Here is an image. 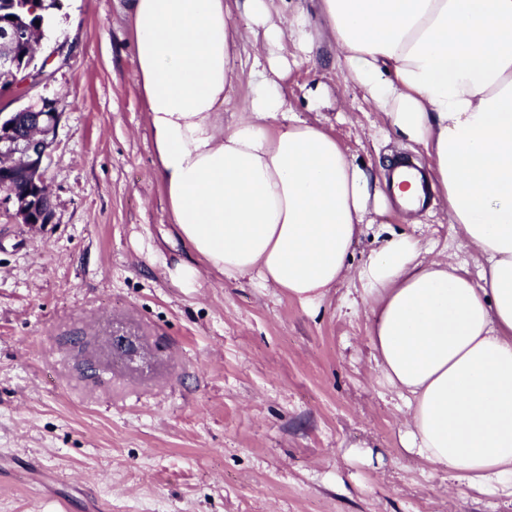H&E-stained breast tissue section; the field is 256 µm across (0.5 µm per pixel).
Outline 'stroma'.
I'll return each instance as SVG.
<instances>
[{"instance_id": "1", "label": "stroma", "mask_w": 512, "mask_h": 512, "mask_svg": "<svg viewBox=\"0 0 512 512\" xmlns=\"http://www.w3.org/2000/svg\"><path fill=\"white\" fill-rule=\"evenodd\" d=\"M124 6L60 0L36 54L63 48L52 79L0 92L8 111L53 101L62 114L50 220L21 223L0 194V512H512V497L403 450L370 308L344 304L355 281L308 308L209 270L176 236ZM280 84L373 170L398 156L428 167L326 40ZM419 218L394 204L374 215L351 265L403 233L477 275L440 207Z\"/></svg>"}]
</instances>
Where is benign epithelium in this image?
Returning <instances> with one entry per match:
<instances>
[{"label": "benign epithelium", "instance_id": "1", "mask_svg": "<svg viewBox=\"0 0 512 512\" xmlns=\"http://www.w3.org/2000/svg\"><path fill=\"white\" fill-rule=\"evenodd\" d=\"M39 31L34 27L0 30V40L18 44L34 55ZM55 51L40 67L29 68L22 85L33 87L48 82L53 72L47 69ZM61 113L52 104L37 109L33 106L17 112L0 113V173L25 182L22 192L13 195L16 215L21 223L44 224L50 212L38 206L40 197L48 195L45 172L50 164Z\"/></svg>", "mask_w": 512, "mask_h": 512}]
</instances>
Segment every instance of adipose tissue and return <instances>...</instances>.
Wrapping results in <instances>:
<instances>
[{
    "label": "adipose tissue",
    "mask_w": 512,
    "mask_h": 512,
    "mask_svg": "<svg viewBox=\"0 0 512 512\" xmlns=\"http://www.w3.org/2000/svg\"><path fill=\"white\" fill-rule=\"evenodd\" d=\"M327 37L389 129L422 147L432 186L479 279L393 236L358 267L349 251L390 200L324 126L292 112L280 86L316 37L308 12L277 0H127L167 216L227 278L303 305L354 278L369 303L375 365L407 400L404 450L452 482L512 491V0H316ZM239 11L244 26L231 21ZM255 80L224 121L233 62Z\"/></svg>",
    "instance_id": "adipose-tissue-1"
}]
</instances>
